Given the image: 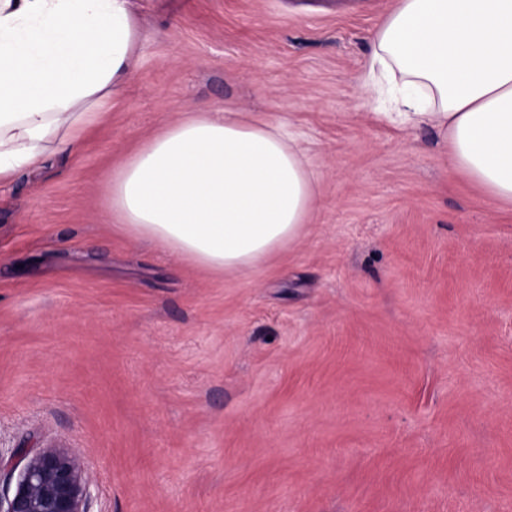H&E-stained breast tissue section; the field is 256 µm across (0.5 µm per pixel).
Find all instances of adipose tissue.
Returning a JSON list of instances; mask_svg holds the SVG:
<instances>
[{
  "label": "adipose tissue",
  "instance_id": "obj_1",
  "mask_svg": "<svg viewBox=\"0 0 512 512\" xmlns=\"http://www.w3.org/2000/svg\"><path fill=\"white\" fill-rule=\"evenodd\" d=\"M144 50L131 0H0V184L78 144ZM361 89L390 94L387 123L437 130L454 170L512 206V0H399ZM316 200L293 132L237 112L166 125L104 189L128 236L218 273L296 241Z\"/></svg>",
  "mask_w": 512,
  "mask_h": 512
}]
</instances>
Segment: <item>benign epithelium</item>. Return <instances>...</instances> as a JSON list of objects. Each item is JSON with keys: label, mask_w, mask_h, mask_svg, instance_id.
Wrapping results in <instances>:
<instances>
[{"label": "benign epithelium", "mask_w": 512, "mask_h": 512, "mask_svg": "<svg viewBox=\"0 0 512 512\" xmlns=\"http://www.w3.org/2000/svg\"><path fill=\"white\" fill-rule=\"evenodd\" d=\"M0 478L16 482L15 490H0V512H88L90 479L64 448L0 449Z\"/></svg>", "instance_id": "7a95c632"}]
</instances>
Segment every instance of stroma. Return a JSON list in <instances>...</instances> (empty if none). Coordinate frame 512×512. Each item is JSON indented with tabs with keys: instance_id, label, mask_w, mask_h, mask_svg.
I'll return each mask as SVG.
<instances>
[{
	"instance_id": "stroma-1",
	"label": "stroma",
	"mask_w": 512,
	"mask_h": 512,
	"mask_svg": "<svg viewBox=\"0 0 512 512\" xmlns=\"http://www.w3.org/2000/svg\"><path fill=\"white\" fill-rule=\"evenodd\" d=\"M396 0H131L146 48L75 149L0 186V445L88 512H512V209L358 78ZM290 123L305 234L215 274L103 190L195 112Z\"/></svg>"
}]
</instances>
